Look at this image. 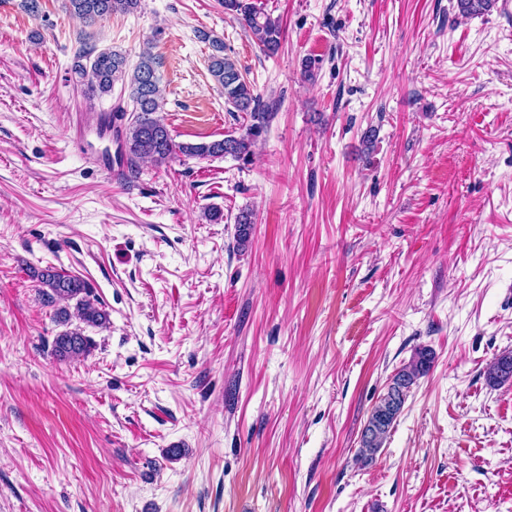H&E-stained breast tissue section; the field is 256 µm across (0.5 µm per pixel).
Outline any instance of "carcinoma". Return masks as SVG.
Returning <instances> with one entry per match:
<instances>
[{
  "mask_svg": "<svg viewBox=\"0 0 512 512\" xmlns=\"http://www.w3.org/2000/svg\"><path fill=\"white\" fill-rule=\"evenodd\" d=\"M70 15L86 24H94L115 13H134L141 0H63ZM224 11L238 16L249 28L260 48L275 52L281 43L282 29L279 21L257 10L248 0H222ZM496 0H456V8L462 16L481 15L491 12ZM213 53L208 70L224 90V103L235 112H243L249 118L245 130L238 136L229 135L222 140L200 143H179L170 135L160 112L163 111L164 95L158 78L148 79L154 69L155 56L151 42H146L140 53V62L132 74H127L125 55L110 50H96L92 46L79 49L73 71L86 87L88 98L96 93H108L115 82L130 76L131 99L137 115L133 122L122 125L126 110L113 109L111 122L116 128L120 143V156L130 170L139 161L147 160L156 166L168 164L179 156L207 159L231 155L249 163L253 147L266 131L272 113L262 106L260 96L254 94L234 60L226 54L224 43L211 41ZM31 276L39 284L38 295L42 303L54 308V319L68 325L71 319L79 325L58 334L53 341L52 354L60 359H80L91 353L92 340L85 335V328H105L109 314L98 306L92 297L90 285L83 279L59 272L51 267L36 271ZM433 353L427 348L417 350L411 360L391 378L386 393L373 407L362 435L357 459L368 462L383 447L394 421L399 415L410 388L426 376L433 363ZM489 382L496 386L512 380V354H502L487 370Z\"/></svg>",
  "mask_w": 512,
  "mask_h": 512,
  "instance_id": "carcinoma-1",
  "label": "carcinoma"
}]
</instances>
